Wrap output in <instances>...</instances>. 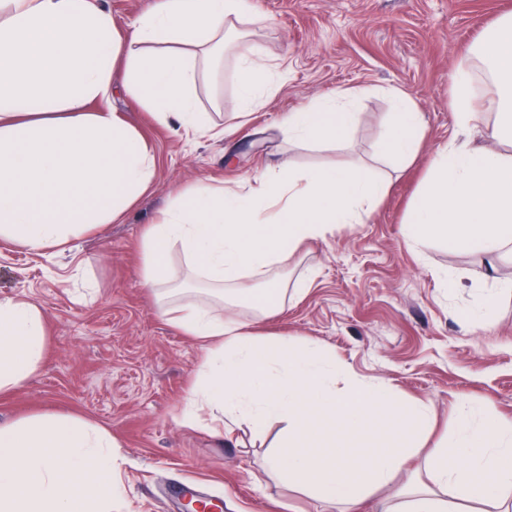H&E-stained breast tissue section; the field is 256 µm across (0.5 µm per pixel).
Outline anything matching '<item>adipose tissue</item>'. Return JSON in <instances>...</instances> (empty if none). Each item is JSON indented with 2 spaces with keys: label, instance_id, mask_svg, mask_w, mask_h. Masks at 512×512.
Here are the masks:
<instances>
[{
  "label": "adipose tissue",
  "instance_id": "ef3b65f1",
  "mask_svg": "<svg viewBox=\"0 0 512 512\" xmlns=\"http://www.w3.org/2000/svg\"><path fill=\"white\" fill-rule=\"evenodd\" d=\"M265 27L249 0H157L120 30L100 0H0V239L42 252L79 232L120 222L152 184L156 155L112 107L122 91L163 125L192 137L219 136L196 102L210 52L236 21ZM494 76L499 118L484 120L472 90V60ZM276 69L261 46L238 44V114L261 109L277 91ZM364 88L337 91L289 112L292 141L342 140L358 119L351 107ZM395 110L379 154L394 170L416 158L425 122L405 93L390 90ZM457 140L427 160L428 175L411 206L410 242L438 240L456 251L493 252L512 244V15L483 33L462 56L452 87ZM387 190L385 181L348 167L301 169L283 161L226 189L199 185L175 194L146 225L141 279L161 316L200 344L202 366L182 421L230 435L241 420L257 434L281 421L282 452L270 466L317 500L364 512H512V420L491 421L484 407L457 405L454 434L414 464L410 439L379 437L350 456L324 432H365L423 425L428 408L386 384L346 374L320 347L268 339L224 308L244 305L256 321L277 315L281 272L304 244L336 227L359 224ZM180 252L195 292H173L169 259ZM46 348L43 315L23 298L0 299V393L20 386ZM346 387L337 390V377ZM427 480L418 482L417 469Z\"/></svg>",
  "mask_w": 512,
  "mask_h": 512
}]
</instances>
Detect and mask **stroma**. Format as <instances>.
<instances>
[{"label": "stroma", "mask_w": 512, "mask_h": 512, "mask_svg": "<svg viewBox=\"0 0 512 512\" xmlns=\"http://www.w3.org/2000/svg\"><path fill=\"white\" fill-rule=\"evenodd\" d=\"M268 19L255 39L281 64V87L233 137L189 140L158 124L125 93L114 108L157 156L153 185L119 224L79 233L41 253L0 240V299L39 307L47 352L38 371L0 396V424L53 412L109 429L118 443L116 512H180L177 489L191 484L216 512H337L288 488L265 467L281 424L262 436L242 423L233 439L180 419L200 346L159 315L141 284L140 239L177 191L200 182L237 186L287 157L308 169L367 168L387 191L361 224L339 227L289 258L281 313L258 325L264 335L323 346L351 375L383 382L425 402L435 426L430 449L455 430L454 406L483 403L489 419L512 418V292L495 297V314L464 326L462 309L483 290L512 279V252L490 256L437 241L407 243V215L423 179L425 157L457 136L449 106L459 56L512 0H250ZM237 60L225 55L215 78L198 86V103L219 125L237 110ZM370 87L355 105L361 119L342 146L289 141L283 117L344 88ZM424 112L420 160L396 172L378 162L388 123L389 89ZM459 280L447 296L438 275Z\"/></svg>", "instance_id": "stroma-1"}]
</instances>
